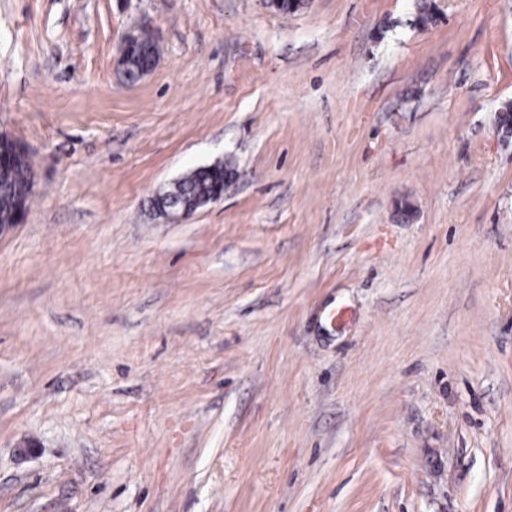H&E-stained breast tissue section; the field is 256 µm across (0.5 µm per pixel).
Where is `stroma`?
<instances>
[{"label": "stroma", "instance_id": "obj_1", "mask_svg": "<svg viewBox=\"0 0 512 512\" xmlns=\"http://www.w3.org/2000/svg\"><path fill=\"white\" fill-rule=\"evenodd\" d=\"M423 2L0 0V512H512V0ZM129 37L130 35L126 37L120 48L118 64L126 51L121 60V65L124 68V74L126 76L125 78L129 82H136L140 80L142 73L150 72L153 69L159 54V49L146 34L138 35V39L134 40L128 47ZM23 160L30 164L28 151L23 143L17 139L5 134L0 133V166L6 162H16ZM227 165L226 162L225 164L218 162L212 171L199 169V167L194 168L181 179L174 181L168 188L157 192L152 199L163 192H166V197L177 201L190 192L198 194L211 193L217 186H222L224 191V185L226 186L227 184L226 182L224 183V178L226 179L227 177V173L224 174V172L229 171ZM31 168L26 164H18L0 169V217L8 218L19 207L28 209L31 195L21 204L19 190L29 181Z\"/></svg>", "mask_w": 512, "mask_h": 512}]
</instances>
